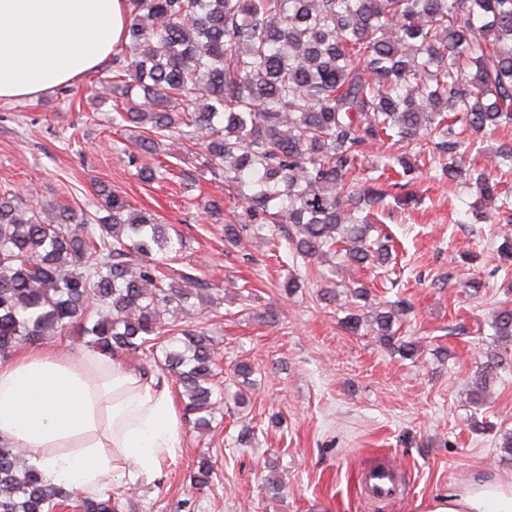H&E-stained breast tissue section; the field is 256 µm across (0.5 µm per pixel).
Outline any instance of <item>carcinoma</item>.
<instances>
[{
	"label": "carcinoma",
	"mask_w": 512,
	"mask_h": 512,
	"mask_svg": "<svg viewBox=\"0 0 512 512\" xmlns=\"http://www.w3.org/2000/svg\"><path fill=\"white\" fill-rule=\"evenodd\" d=\"M123 53L104 79L120 91L112 122L141 129L139 145L160 138L198 140L201 165L224 177L244 211L224 224L241 251L268 224H288V257L343 262L372 271L391 260L390 238L376 225L392 196L371 168L413 183L431 157L437 179L476 196L477 221L494 224L512 195L466 158L482 138L512 126V0H126ZM396 151H390V148ZM512 169V142L490 157ZM96 213L49 206L45 220L0 195V360L25 344L72 329L85 346L116 359L143 354L170 374L194 428L212 427L224 397L213 336L192 324L220 292L188 274L172 277L164 260L181 240L155 214L130 206L106 186ZM500 260L512 266V230L497 231ZM163 259H157V255ZM98 318L89 321L90 309ZM405 300L371 302L345 330L372 332L404 359L422 338L397 326ZM485 360L467 392L479 409L498 372L509 367L512 305L490 316ZM212 466L197 462L191 487H209ZM122 493L82 498L49 486L17 448L0 445V512H119Z\"/></svg>",
	"instance_id": "obj_1"
}]
</instances>
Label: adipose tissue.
Instances as JSON below:
<instances>
[{
    "instance_id": "ef3b65f1",
    "label": "adipose tissue",
    "mask_w": 512,
    "mask_h": 512,
    "mask_svg": "<svg viewBox=\"0 0 512 512\" xmlns=\"http://www.w3.org/2000/svg\"><path fill=\"white\" fill-rule=\"evenodd\" d=\"M124 0H0V101L31 99L98 69L121 43ZM46 484L99 497L108 478L147 485L184 443L170 387L88 348L36 345L0 364V443ZM422 512H512V477L467 481Z\"/></svg>"
}]
</instances>
